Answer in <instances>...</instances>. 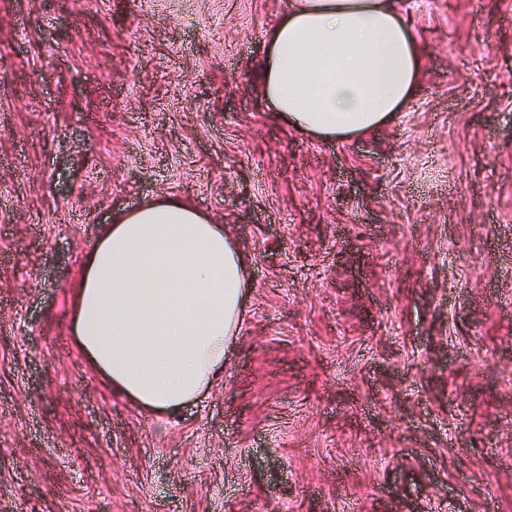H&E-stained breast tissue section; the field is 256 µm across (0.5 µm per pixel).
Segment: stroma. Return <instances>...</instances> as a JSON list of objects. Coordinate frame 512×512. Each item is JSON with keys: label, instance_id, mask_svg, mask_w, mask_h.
<instances>
[{"label": "stroma", "instance_id": "1", "mask_svg": "<svg viewBox=\"0 0 512 512\" xmlns=\"http://www.w3.org/2000/svg\"><path fill=\"white\" fill-rule=\"evenodd\" d=\"M288 0H0V512H512V0H406L424 74L321 143L268 111ZM166 193L251 261L176 416L79 353L112 213Z\"/></svg>", "mask_w": 512, "mask_h": 512}]
</instances>
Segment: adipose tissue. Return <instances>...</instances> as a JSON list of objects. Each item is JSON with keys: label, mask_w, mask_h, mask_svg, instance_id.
I'll return each mask as SVG.
<instances>
[{"label": "adipose tissue", "mask_w": 512, "mask_h": 512, "mask_svg": "<svg viewBox=\"0 0 512 512\" xmlns=\"http://www.w3.org/2000/svg\"><path fill=\"white\" fill-rule=\"evenodd\" d=\"M259 69L272 115L330 143L397 119L423 63L398 0H288ZM251 288L233 235L163 196L114 214L88 255L73 296L75 345L113 389L173 414L223 375Z\"/></svg>", "instance_id": "adipose-tissue-1"}]
</instances>
